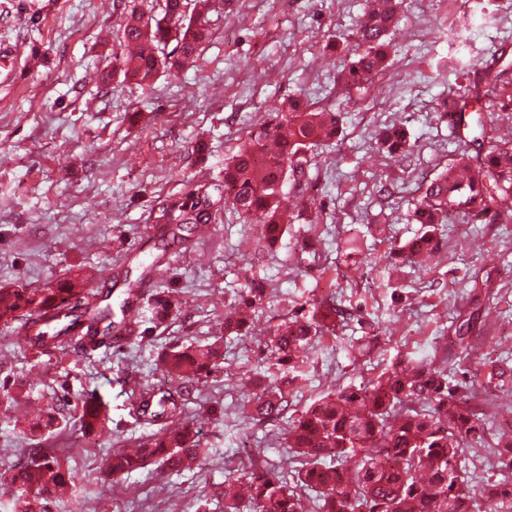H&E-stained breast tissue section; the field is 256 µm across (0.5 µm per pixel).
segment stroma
Listing matches in <instances>:
<instances>
[{
  "mask_svg": "<svg viewBox=\"0 0 512 512\" xmlns=\"http://www.w3.org/2000/svg\"><path fill=\"white\" fill-rule=\"evenodd\" d=\"M114 0H0V286L40 288L74 274L93 276L113 313L127 283L183 297L163 326L149 302L138 310V341L81 351L38 353L0 325V474L30 449L71 453L83 483L50 512H222L206 495L233 472L243 442L275 465L288 461L282 426L254 424L242 409L249 379L270 371L263 342L287 314L332 298L352 317L320 336L289 410L299 416L324 393L356 387L405 359L446 366L475 385L487 415L484 441L463 460L472 490L500 473L495 445L512 432V377L489 379L488 363L512 370V224L456 217L442 225L439 252L412 264L398 251L419 230L408 219L427 184L470 138L453 130L439 99L472 87L512 59V0H404L389 39L399 54L363 91L339 81L330 40L351 38L373 0H224L197 65L161 76L153 89L99 85L111 68L123 22ZM289 97L341 113L343 130L318 146L309 188L286 189L299 211L282 244L258 249L260 228L231 207L206 235L152 234L160 204L221 175L249 131L270 121V103ZM406 127L415 147L391 160L377 147L388 125ZM205 151H195L197 141ZM321 211L308 223L311 208ZM266 288L251 331L225 338L224 366L198 382L187 402L206 446L200 472L170 474L148 465L102 483L100 466L116 448L152 432L132 411L153 363L176 343L223 336L224 317L251 281ZM472 330L458 347L459 326ZM24 384L25 408L4 393ZM96 392L109 422L87 447L75 414L44 436L25 437L22 413L36 414Z\"/></svg>",
  "mask_w": 512,
  "mask_h": 512,
  "instance_id": "35a3bbf8",
  "label": "stroma"
}]
</instances>
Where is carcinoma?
I'll return each instance as SVG.
<instances>
[{"mask_svg":"<svg viewBox=\"0 0 512 512\" xmlns=\"http://www.w3.org/2000/svg\"><path fill=\"white\" fill-rule=\"evenodd\" d=\"M137 0H114L123 8L125 24L118 36L120 51L112 52V75L143 88L160 73L194 62L211 34L209 16L224 0H153L149 12ZM397 0L365 13L356 23L354 44L343 47V75L349 87L363 89L387 67L393 46L388 32L397 21ZM173 49H168V46ZM512 106V70H499L493 79L476 84L464 95L448 98L441 110L456 130L472 134L477 151L457 154L447 170L432 179L411 218L420 232L401 247L414 260L439 250L438 225L454 212L470 221L485 213L501 224L512 223V140L487 135L493 112ZM273 120L248 133L239 151L224 163L219 184L198 183L187 194L165 200L158 221L190 224L198 231L212 223L216 200L232 206L249 224H259L262 241L272 248L288 234V217L281 209L283 187L304 176L308 155L318 143L342 131L341 116L320 108L302 109L290 100L277 102ZM379 148L392 158L413 147L410 134L393 124L379 136ZM178 292L157 293L151 320L165 324L180 308ZM306 317L289 315L273 326L266 347L277 364L295 370L308 360L318 336L335 333L346 311L331 301L312 304ZM112 309L98 307L97 297L82 276H71L47 288L0 287V322H20L37 349L49 344L74 347L114 332ZM241 312L224 316V336L207 344L176 345L155 360L154 373L186 384L165 390L154 384L139 394L137 414L157 431L139 444L133 455L119 449L105 459V481L137 470L148 462L162 471L202 470L210 456L193 419L185 415L189 386L224 363V339L241 337ZM292 380L284 374L262 379L246 417L260 423L286 422L284 436L292 469L279 475L258 454L248 455L247 471L227 477L217 496L224 512H304L311 499L315 512H500L499 504L512 500V483L490 477L483 481L479 499L462 500L468 483L459 466L464 449L484 437V413L450 385L446 370L424 363L399 362L359 388L330 391L315 400L301 416L288 418ZM82 437L105 429V407L88 396L75 406ZM357 460L354 471L343 467ZM17 487L29 497L14 501L15 512H49L47 503H64L76 490L68 459L32 449V456L0 475V487Z\"/></svg>","mask_w":512,"mask_h":512,"instance_id":"carcinoma-1","label":"carcinoma"}]
</instances>
